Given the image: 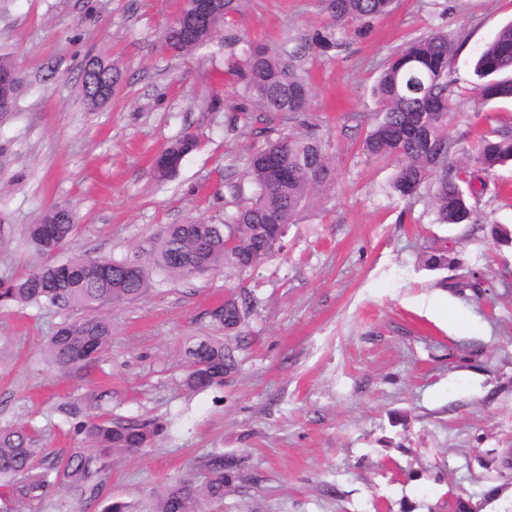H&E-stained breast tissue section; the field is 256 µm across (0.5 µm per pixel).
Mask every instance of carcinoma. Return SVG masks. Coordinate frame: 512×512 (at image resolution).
<instances>
[{
  "mask_svg": "<svg viewBox=\"0 0 512 512\" xmlns=\"http://www.w3.org/2000/svg\"><path fill=\"white\" fill-rule=\"evenodd\" d=\"M327 24L311 41L332 44L330 30L345 21H365L392 10L394 0H322ZM242 0H223V12L211 24L190 31L167 28L164 46L177 55L188 54L211 41ZM453 43L448 35L431 32L411 41L384 67L373 95L381 106V118L365 141L375 158H393L398 168L393 191L413 197L431 179L437 180L436 201L443 224L473 223L472 206L462 190L457 143L445 132L450 110L448 69ZM475 73L483 79L487 102L512 99V23L504 25L478 54ZM237 75L246 96L267 112L299 114L309 109L311 90L304 77L288 61V54L267 47L249 49ZM199 142L185 134L164 149L181 158L197 150ZM478 168L489 172L512 162V127L483 138L474 157ZM325 144L313 135L281 137L255 150L249 157L244 179L255 196L224 215V222L189 221L170 224L153 242L142 263L91 258L75 254L57 264H45L21 277L0 282V307L30 303L69 304L91 310L87 316L60 324L45 344L47 360L61 373L73 374L97 361L112 336L110 323L96 314L104 305L131 301L142 295L150 277L159 271L178 277L203 276L231 266L251 270V257L262 251L271 256L274 224H289L310 191L326 176ZM78 229L73 211L55 205L37 223L25 228L26 240L43 255L63 251ZM248 308L246 301L228 300L210 313L224 329L239 326ZM190 359L184 383L191 390L224 384V375L235 367L233 354L217 339L202 338L188 347ZM73 419L70 432L87 444L48 468L32 466V437L22 424L0 427V486L19 501L39 499L53 485L86 481L100 454L114 450L137 451L160 431L152 422H114L95 416L75 404L64 408ZM204 477H176L151 512H201L205 502L224 500L226 488L237 479L236 464L222 453H211L203 462Z\"/></svg>",
  "mask_w": 512,
  "mask_h": 512,
  "instance_id": "obj_1",
  "label": "carcinoma"
}]
</instances>
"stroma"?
I'll list each match as a JSON object with an SVG mask.
<instances>
[{
  "instance_id": "stroma-1",
  "label": "stroma",
  "mask_w": 512,
  "mask_h": 512,
  "mask_svg": "<svg viewBox=\"0 0 512 512\" xmlns=\"http://www.w3.org/2000/svg\"><path fill=\"white\" fill-rule=\"evenodd\" d=\"M177 10L178 0H0V54L22 80L0 112V281L42 265L24 230L53 205L76 213L79 253L142 261L166 225L221 223L235 185L251 195L243 172L267 138L316 127L328 176L259 268L155 275L141 297L102 309L112 343L76 374L57 375L44 345L83 309L0 308V426H31L36 468L80 445L60 404L162 426L84 485L22 503L0 491V512H104L115 501L145 512L217 450L239 478L205 512H458L461 502L512 512V166L482 174L474 223L443 224L434 183L401 198L396 162L363 149L382 67L432 31L455 49L449 138L470 152L512 124V102H483L473 70L512 22V0H396L368 23L336 25L323 50L307 41L325 23L321 0H243L189 56L163 45ZM253 44L294 54L308 111L241 97L234 60ZM89 55L124 75L94 110L78 77ZM187 132L199 149L157 181L154 156ZM432 254L447 266L428 268ZM230 299L247 300L248 314L216 330L210 313ZM216 334L235 368L223 386L189 390L186 348Z\"/></svg>"
}]
</instances>
